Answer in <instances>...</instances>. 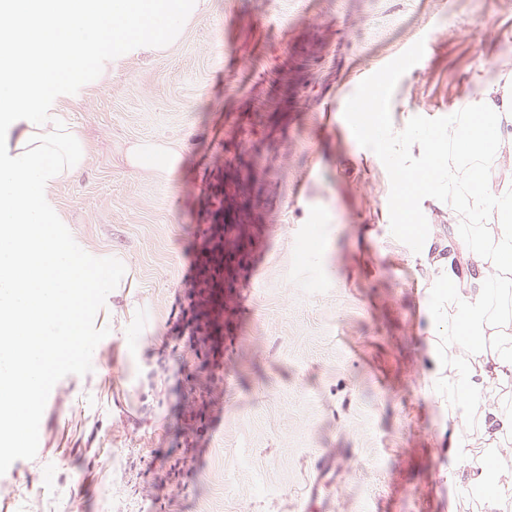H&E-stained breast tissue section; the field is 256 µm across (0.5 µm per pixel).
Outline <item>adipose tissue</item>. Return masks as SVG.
Listing matches in <instances>:
<instances>
[{
  "mask_svg": "<svg viewBox=\"0 0 512 512\" xmlns=\"http://www.w3.org/2000/svg\"><path fill=\"white\" fill-rule=\"evenodd\" d=\"M456 159L448 171L436 164L442 153ZM512 155V73L483 95L449 113L442 138L428 145L417 190L403 200L405 211L419 199L449 191L468 221L454 230L460 252L436 233L424 235L416 257L431 272L438 302L434 327L461 350L449 364L452 376L442 402L448 425V481L480 492L481 512H512V401L499 388L512 387V320L492 307L495 296L512 294V179L484 180L482 173L504 154ZM125 161L135 171L172 174L182 161L178 146L162 139L130 144ZM476 419L484 452L471 444L460 424Z\"/></svg>",
  "mask_w": 512,
  "mask_h": 512,
  "instance_id": "ef3b65f1",
  "label": "adipose tissue"
}]
</instances>
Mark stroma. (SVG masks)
<instances>
[{
	"instance_id": "obj_1",
	"label": "stroma",
	"mask_w": 512,
	"mask_h": 512,
	"mask_svg": "<svg viewBox=\"0 0 512 512\" xmlns=\"http://www.w3.org/2000/svg\"><path fill=\"white\" fill-rule=\"evenodd\" d=\"M415 43L420 61L388 79ZM509 72L512 0H211L180 41L81 87L67 117L88 157L52 199L83 250L135 272L136 307L97 313L124 326L91 373L56 383L36 457L0 476V512H321L306 492L330 453L335 512H479L448 482L430 276L410 260L423 225L459 211L399 202L419 145ZM372 95L378 111L353 109ZM148 137L182 146L173 175L128 168ZM201 224L225 227L220 422L158 502L148 468L174 451L175 389L201 365L165 345Z\"/></svg>"
}]
</instances>
